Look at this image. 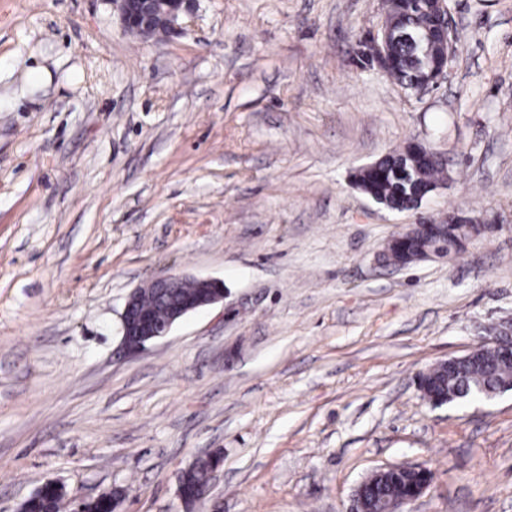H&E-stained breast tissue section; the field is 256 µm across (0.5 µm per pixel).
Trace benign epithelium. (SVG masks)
I'll return each instance as SVG.
<instances>
[{"label": "benign epithelium", "mask_w": 512, "mask_h": 512, "mask_svg": "<svg viewBox=\"0 0 512 512\" xmlns=\"http://www.w3.org/2000/svg\"><path fill=\"white\" fill-rule=\"evenodd\" d=\"M116 6L123 30L143 40L155 39L163 33L178 28L179 21L193 14L194 0H112ZM448 224L465 225L472 235H478L489 228L463 212L448 214ZM185 278L167 275L152 280L147 288L166 308V316L157 318L141 305L142 289H134L126 299L121 313V349L127 355L140 352L147 343L167 336L172 328L188 314L205 306L224 300V284L215 278L194 277L200 293L186 299L173 297L174 289L181 286ZM493 358L496 362H512V328H494L491 336L484 338L467 355V359L484 360ZM421 473L422 481L411 492L396 496L386 506L388 512H404L403 507L419 498L430 483L428 471L413 467Z\"/></svg>", "instance_id": "obj_1"}]
</instances>
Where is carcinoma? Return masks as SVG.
I'll list each match as a JSON object with an SVG mask.
<instances>
[{
    "label": "carcinoma",
    "mask_w": 512,
    "mask_h": 512,
    "mask_svg": "<svg viewBox=\"0 0 512 512\" xmlns=\"http://www.w3.org/2000/svg\"><path fill=\"white\" fill-rule=\"evenodd\" d=\"M385 9L391 37L383 71L412 92L428 82L443 61V53L429 48L435 3L434 0H387ZM447 180L446 161L434 153L416 149L412 143L380 159L376 169H360L354 175L355 184L365 194L397 211L419 208L423 190L443 185ZM431 229L435 230L431 236L412 237L389 246L387 261L396 266L410 265L423 249L438 242L448 244L449 252L460 250L451 243L453 236L444 219H433ZM511 380L512 365L493 362H467L448 373L434 369L420 377L427 394L446 395L451 403H468L478 398L483 389L506 385ZM212 465L209 456L191 464L185 474L187 487L194 490L206 484ZM415 479L412 471L402 466L385 482L366 487L364 494L369 501L379 504L386 498L407 493ZM70 507L66 494L51 488L42 490L25 505L27 512H69Z\"/></svg>",
    "instance_id": "obj_1"
}]
</instances>
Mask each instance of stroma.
Returning <instances> with one entry per match:
<instances>
[{
    "instance_id": "stroma-1",
    "label": "stroma",
    "mask_w": 512,
    "mask_h": 512,
    "mask_svg": "<svg viewBox=\"0 0 512 512\" xmlns=\"http://www.w3.org/2000/svg\"><path fill=\"white\" fill-rule=\"evenodd\" d=\"M447 2L448 75L417 94L353 60L383 0H196L149 41L111 0H0V512L49 479L118 512H348L392 465L431 473L407 512H512V392L418 389L512 324V0ZM414 140L450 171L420 210L355 188ZM453 211L492 229L384 263ZM166 274L224 300L125 355L129 293ZM213 456V455H212ZM212 456H208L206 458H201L191 464L190 468L185 474V483L190 490H195L196 488L204 485L198 495L195 497L194 502H198L204 499L210 492L211 483L215 476V473L219 470L221 466L222 459L213 467L211 471V467L213 465ZM211 471V473H210ZM210 473V476H209ZM209 476V480H208ZM208 480V482H207ZM207 482V483H206Z\"/></svg>"
}]
</instances>
